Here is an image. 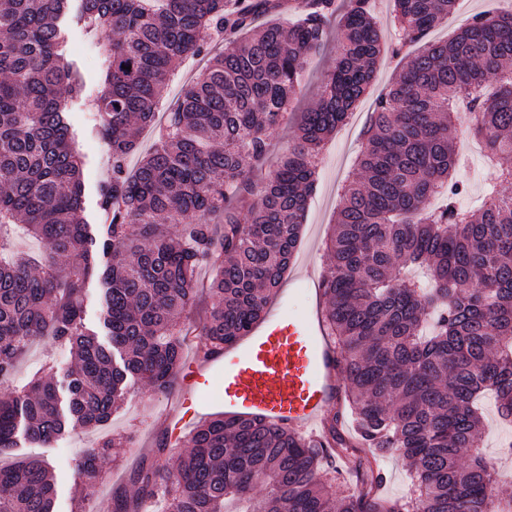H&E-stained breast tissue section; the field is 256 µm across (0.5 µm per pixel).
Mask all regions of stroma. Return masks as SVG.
<instances>
[{
    "label": "stroma",
    "instance_id": "obj_1",
    "mask_svg": "<svg viewBox=\"0 0 512 512\" xmlns=\"http://www.w3.org/2000/svg\"><path fill=\"white\" fill-rule=\"evenodd\" d=\"M511 10L512 0H457L453 13L431 32L430 37L434 40L450 39L462 27L470 24L476 15L493 16ZM67 26L69 58L87 84H94L99 78L98 60L93 55L78 16H70ZM340 41V31H333L327 48L312 58L300 86L291 97V111L298 112L317 103L324 76L335 65ZM399 70L397 59L386 56L379 61L375 78L361 98L354 118L338 127L320 156L315 189L308 201L301 239L291 268L274 299L275 304L283 306L287 313L300 317L316 305V297L309 288L312 280L323 278L330 265L324 241L343 204L344 185L357 174V157L365 123L377 96L395 81ZM71 123L76 133V149L83 161V215L87 223L95 228L102 221L96 207V188L110 172L108 153L98 133V123L90 119L83 102L73 103ZM456 135L459 149L464 155V166L459 176L468 188L461 205L470 208L481 204L483 187L494 177L495 167L481 147L469 137L466 125H459ZM48 360L54 362L55 372L60 377L72 364L67 351L56 347L50 339L38 340L17 365L12 381L0 383V396L7 394L11 386L25 384ZM180 396L181 388L177 385L169 391L159 392L133 383L122 407L105 425L92 430L68 432L58 443L49 447L19 441L12 454L0 458V463L7 465L29 457L48 462L55 470L57 481L55 512H112L116 495L134 493L132 478L141 465L158 461L170 466L175 464L179 452L165 446L163 423L165 417L175 411ZM112 436L124 437L128 442L127 448L119 449L117 454L103 459L100 481L89 493H82V484L75 468L76 460L87 449L98 446L105 438ZM133 447L138 450L134 456L129 453Z\"/></svg>",
    "mask_w": 512,
    "mask_h": 512
}]
</instances>
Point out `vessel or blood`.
<instances>
[{
    "mask_svg": "<svg viewBox=\"0 0 512 512\" xmlns=\"http://www.w3.org/2000/svg\"><path fill=\"white\" fill-rule=\"evenodd\" d=\"M341 367L319 311L300 319L270 310L236 344L189 363L184 378L198 393L220 387L225 416L312 431L342 399ZM178 408L167 427L175 445L198 414L184 397Z\"/></svg>",
    "mask_w": 512,
    "mask_h": 512,
    "instance_id": "b4317fda",
    "label": "vessel or blood"
}]
</instances>
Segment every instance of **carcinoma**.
<instances>
[{"instance_id":"1","label":"carcinoma","mask_w":512,"mask_h":512,"mask_svg":"<svg viewBox=\"0 0 512 512\" xmlns=\"http://www.w3.org/2000/svg\"><path fill=\"white\" fill-rule=\"evenodd\" d=\"M73 0H0V380L34 339L75 350L63 384L54 366L0 398V455L49 445L69 430L107 422L132 382L168 390L182 367L183 329L195 269L214 270L200 333L204 358L236 343L266 313L294 256L315 187L320 151L354 111L386 48L369 0H347L342 42L316 105L294 143L254 191L268 140L285 119L308 58L320 52L335 0H81L85 34L102 78L88 93L67 56L62 19ZM456 0H394L404 41L430 33ZM266 22L256 26L259 19ZM112 30L106 40L103 30ZM224 50L211 54L214 38ZM208 58L182 91L154 147L129 171L138 128L155 122L169 82L190 56ZM512 13L478 16L449 40L407 57L375 100L344 188L322 281L327 335L343 360V415L357 438L325 418L318 438L258 418L200 422L174 469L136 474L138 493L115 512H512V481L498 482L478 448L479 401L495 397L512 419V195L501 178L476 212L458 207L454 114L512 179ZM89 101L107 145L111 176L97 188L98 234L84 220L82 160L69 104ZM251 200L249 218L236 214ZM40 240V261L14 254L15 226ZM180 224V235L167 225ZM106 258L103 327L85 326L82 291ZM110 438L76 468L83 488L101 478ZM362 474L336 495L326 449ZM390 450L409 462L413 491L381 494L377 462ZM266 487L262 500L251 497ZM55 483L41 460L0 467V512H53Z\"/></svg>"}]
</instances>
